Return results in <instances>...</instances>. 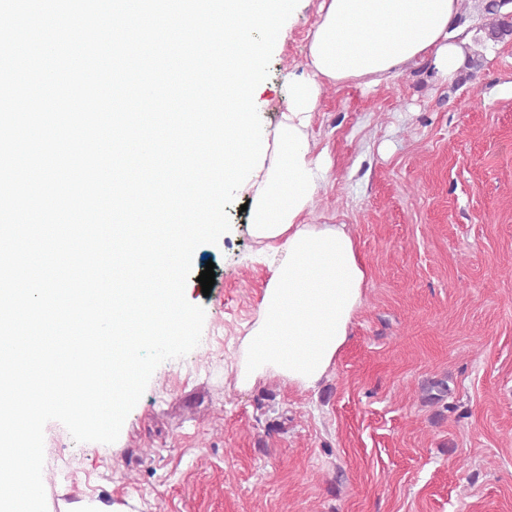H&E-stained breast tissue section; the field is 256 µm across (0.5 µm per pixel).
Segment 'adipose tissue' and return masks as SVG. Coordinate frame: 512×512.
<instances>
[{"label":"adipose tissue","instance_id":"1","mask_svg":"<svg viewBox=\"0 0 512 512\" xmlns=\"http://www.w3.org/2000/svg\"><path fill=\"white\" fill-rule=\"evenodd\" d=\"M457 12L458 0H320L309 74L289 80L264 166L244 189L268 278L241 346L240 388L266 377L314 388L346 345L362 303L368 269L352 233L307 221L329 171L308 133L323 85H373L415 61L452 81L466 60V40L450 29Z\"/></svg>","mask_w":512,"mask_h":512}]
</instances>
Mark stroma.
Segmentation results:
<instances>
[{"instance_id": "1", "label": "stroma", "mask_w": 512, "mask_h": 512, "mask_svg": "<svg viewBox=\"0 0 512 512\" xmlns=\"http://www.w3.org/2000/svg\"><path fill=\"white\" fill-rule=\"evenodd\" d=\"M317 0H299L255 106L265 131L305 71ZM474 81L428 64L326 86L313 136L331 166L313 224H344L369 279L351 336L316 388L236 386L264 288L243 197L194 251L215 265L202 338L161 363L111 444L44 429L46 490L134 512H512V42ZM444 379L443 403L421 398Z\"/></svg>"}]
</instances>
